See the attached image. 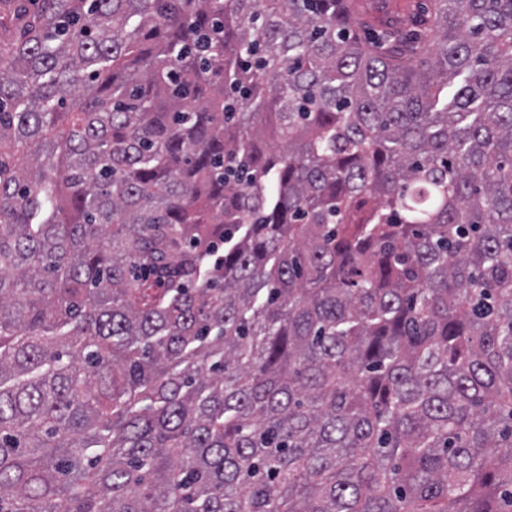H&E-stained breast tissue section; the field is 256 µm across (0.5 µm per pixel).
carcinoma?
Returning a JSON list of instances; mask_svg holds the SVG:
<instances>
[{
  "mask_svg": "<svg viewBox=\"0 0 512 512\" xmlns=\"http://www.w3.org/2000/svg\"><path fill=\"white\" fill-rule=\"evenodd\" d=\"M0 512H512V0H0ZM370 16H382L380 19H391L398 14L411 15L416 12L417 6L427 4L428 0H357Z\"/></svg>",
  "mask_w": 512,
  "mask_h": 512,
  "instance_id": "obj_1",
  "label": "carcinoma"
}]
</instances>
